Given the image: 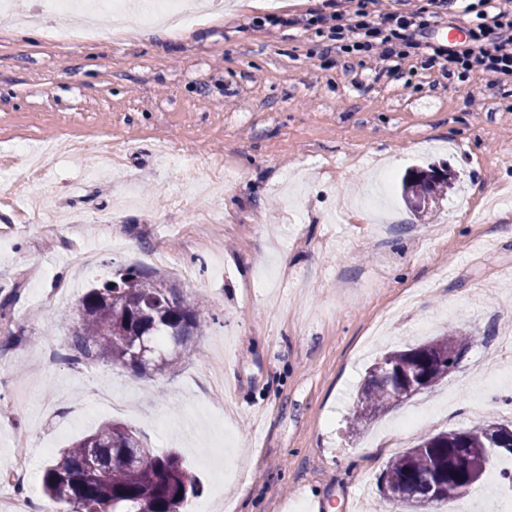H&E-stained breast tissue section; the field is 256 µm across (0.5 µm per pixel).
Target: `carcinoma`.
I'll list each match as a JSON object with an SVG mask.
<instances>
[{"label": "carcinoma", "instance_id": "carcinoma-1", "mask_svg": "<svg viewBox=\"0 0 512 512\" xmlns=\"http://www.w3.org/2000/svg\"><path fill=\"white\" fill-rule=\"evenodd\" d=\"M450 185V176L436 168L411 169L402 178L405 204L426 216L438 206L437 191ZM119 280L88 290L80 299L77 315L67 317L70 360H106L121 363L141 373H157L177 367L195 338L207 325L205 308L196 298L156 277H146L128 268ZM475 338L466 328L437 336L407 349L381 356L394 370L391 382L383 383L372 373L357 392L351 427L372 420L407 399V373L419 369L427 389L436 386L455 369L472 347ZM465 444L456 431L423 436L413 447L389 459L380 486L389 487L394 497L426 512V490L438 477L441 483L467 480L455 470L461 454L478 455L489 461L493 440L508 434V426L486 420L464 430ZM139 437L118 422L102 424L70 447L60 450L43 474L42 494L46 502L62 508L82 498L85 512H183L190 498L200 493L197 476L173 452L145 449L134 455ZM95 453L102 475L84 482L82 475L89 453Z\"/></svg>", "mask_w": 512, "mask_h": 512}]
</instances>
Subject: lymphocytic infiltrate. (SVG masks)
<instances>
[{"label": "lymphocytic infiltrate", "mask_w": 512, "mask_h": 512, "mask_svg": "<svg viewBox=\"0 0 512 512\" xmlns=\"http://www.w3.org/2000/svg\"><path fill=\"white\" fill-rule=\"evenodd\" d=\"M352 2L350 13L319 14L310 23L328 33L337 52L375 62L378 75L403 76L406 64L422 57L451 75L482 73L492 86L512 82V0H468L464 36L447 45L428 34L455 0H403L384 12L370 10V0Z\"/></svg>", "instance_id": "obj_1"}]
</instances>
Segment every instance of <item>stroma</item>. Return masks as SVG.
Wrapping results in <instances>:
<instances>
[{
    "mask_svg": "<svg viewBox=\"0 0 512 512\" xmlns=\"http://www.w3.org/2000/svg\"><path fill=\"white\" fill-rule=\"evenodd\" d=\"M345 0H224L176 32L159 26L68 44L29 37L0 16V151L57 144L43 159L69 220L58 230L0 209V468L15 442L53 451L108 421L143 446L177 449L222 512H395L377 479L426 432L512 422L483 398L482 367L512 372V84L468 95L439 66L377 77L325 53L289 19ZM281 17L277 26L268 16ZM122 144V171L79 180L95 151ZM223 165V187L183 205L158 140ZM447 165L456 183L418 219L400 198L408 169ZM212 222L196 232L200 212ZM115 213L109 230L97 217ZM84 247L89 266L72 265ZM134 266L204 299L209 322L176 372L139 375L107 361L72 365L79 298ZM466 324L475 343L434 389L352 430L367 368L384 350ZM217 359L222 395L200 376Z\"/></svg>",
    "mask_w": 512,
    "mask_h": 512,
    "instance_id": "1",
    "label": "stroma"
}]
</instances>
